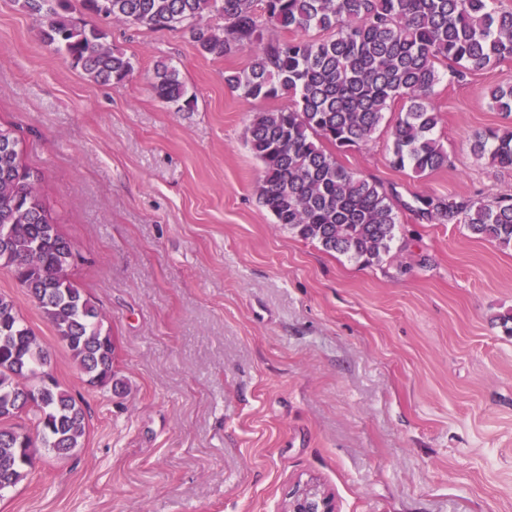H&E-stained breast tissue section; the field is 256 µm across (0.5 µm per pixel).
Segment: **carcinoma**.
<instances>
[{
  "label": "carcinoma",
  "mask_w": 512,
  "mask_h": 512,
  "mask_svg": "<svg viewBox=\"0 0 512 512\" xmlns=\"http://www.w3.org/2000/svg\"><path fill=\"white\" fill-rule=\"evenodd\" d=\"M43 16L42 40L96 83H121L131 60L116 52L107 34L74 24L68 0H19ZM97 13L134 26L188 29L203 55L247 51L245 68L224 77L246 98H291L286 108L257 112L246 143L263 167L259 200L276 223L365 264L388 251L399 215L379 184L358 177L325 150L372 141L390 104H401L389 126L390 166L417 175L448 167L435 137L441 114L430 104L441 81L471 67L512 59V9L493 0H87ZM217 11L224 27L202 23ZM273 27L281 37L264 39ZM155 97L182 111L191 108L178 68L159 63ZM493 110L512 115V85L483 90ZM18 141L0 128V261L38 302L57 340L88 382H118L114 346L102 333L100 313L71 282L69 241L43 207L37 178L21 165ZM470 153L512 169V127L472 136ZM417 212L437 224H463L482 239L512 248V196L493 201L419 197ZM43 346L22 324L14 304L0 296V420L33 413L35 431L0 427V491L18 484L31 465L36 439L57 455L78 447L84 413L66 390L41 370Z\"/></svg>",
  "instance_id": "cac0c4a2"
}]
</instances>
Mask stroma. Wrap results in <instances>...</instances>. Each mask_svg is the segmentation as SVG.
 Returning a JSON list of instances; mask_svg holds the SVG:
<instances>
[{
	"mask_svg": "<svg viewBox=\"0 0 512 512\" xmlns=\"http://www.w3.org/2000/svg\"><path fill=\"white\" fill-rule=\"evenodd\" d=\"M133 63L101 85L41 39L40 19L0 0V126L100 310L126 384L89 385L9 267L13 301L49 371L85 412L80 447H36L0 512H282L313 482L336 512H512V249L461 224L399 213L370 264L327 252L259 200L246 129L289 98L231 91L233 52L201 55L188 30L134 27L70 0ZM176 66L191 109L152 91ZM512 85V59L441 81L431 104L448 166L389 164L386 131L338 160L394 192L512 195V169L476 160L479 130L512 126L483 88Z\"/></svg>",
	"mask_w": 512,
	"mask_h": 512,
	"instance_id": "1",
	"label": "stroma"
}]
</instances>
